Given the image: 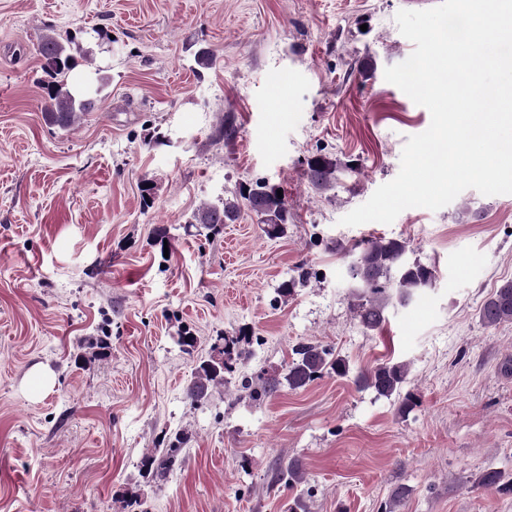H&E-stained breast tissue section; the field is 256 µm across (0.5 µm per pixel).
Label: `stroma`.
Here are the masks:
<instances>
[{
    "mask_svg": "<svg viewBox=\"0 0 512 512\" xmlns=\"http://www.w3.org/2000/svg\"><path fill=\"white\" fill-rule=\"evenodd\" d=\"M411 0H0V512H512V323L482 302L512 279V194L460 193L392 224L341 217L400 169L429 111L384 79L414 49L395 16ZM62 40L75 86L97 104L45 123L38 44ZM214 56L197 63L200 50ZM337 157L333 190L312 189L314 154ZM256 179L281 187L292 222L268 238L242 212L221 234L192 212ZM150 197H143V183ZM166 227L168 251L152 233ZM400 238L436 280L378 331L351 306L344 249ZM310 280L288 297L297 266ZM189 327L197 343L176 342ZM251 334L246 376L282 373L301 343L346 359L269 400L238 381L193 406L185 387L221 334ZM106 337L105 358L81 362ZM402 362L399 398L354 372ZM45 368L47 387L33 382ZM189 433L185 465L141 477L164 435ZM297 460L304 480L275 484Z\"/></svg>",
    "mask_w": 512,
    "mask_h": 512,
    "instance_id": "1",
    "label": "stroma"
}]
</instances>
